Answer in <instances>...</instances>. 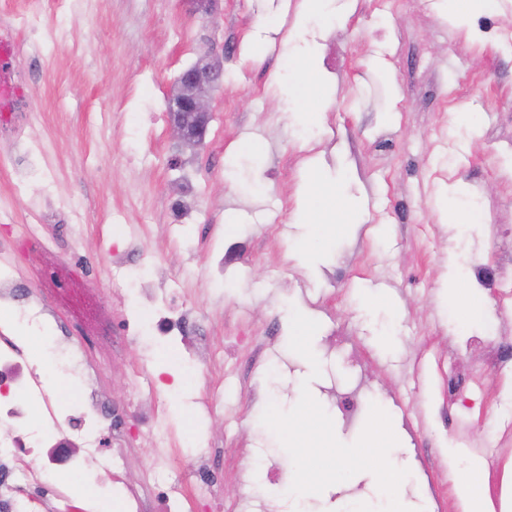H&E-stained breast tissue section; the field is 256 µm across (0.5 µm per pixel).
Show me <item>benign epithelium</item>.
<instances>
[{"label": "benign epithelium", "mask_w": 512, "mask_h": 512, "mask_svg": "<svg viewBox=\"0 0 512 512\" xmlns=\"http://www.w3.org/2000/svg\"><path fill=\"white\" fill-rule=\"evenodd\" d=\"M200 59L179 76L169 102L172 138L179 150H193L205 139L211 118L213 93L224 82V46L206 42Z\"/></svg>", "instance_id": "benign-epithelium-1"}]
</instances>
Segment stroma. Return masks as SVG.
<instances>
[{"label": "stroma", "instance_id": "1", "mask_svg": "<svg viewBox=\"0 0 512 512\" xmlns=\"http://www.w3.org/2000/svg\"><path fill=\"white\" fill-rule=\"evenodd\" d=\"M220 0L214 20L180 0H44L41 27L6 41L42 57L18 86L30 124L18 153L49 151L0 170V211L40 226L52 253L93 257L92 285L113 288L104 260H155L156 292L177 289L198 326L209 373L161 396L151 413L172 430L202 428L223 473V512H381L375 476L361 472L321 494L282 491L294 467L261 416L292 409L302 386L354 443L371 405L388 413L408 472L409 512H462L455 485L483 466L494 507L512 497V0ZM228 46L224 87L203 146L175 167L169 99L206 33ZM326 96L298 94L309 74ZM469 115L455 125V113ZM25 178L17 197L12 185ZM318 178L350 207L346 228L303 209ZM474 224L452 223L459 210ZM319 322L321 374L289 348L292 310ZM147 339L118 336L103 376L114 407L135 408L142 371H181V349L154 357ZM467 388L448 396L449 372ZM367 379L356 414L337 397ZM224 409L212 414L213 395Z\"/></svg>", "mask_w": 512, "mask_h": 512}]
</instances>
